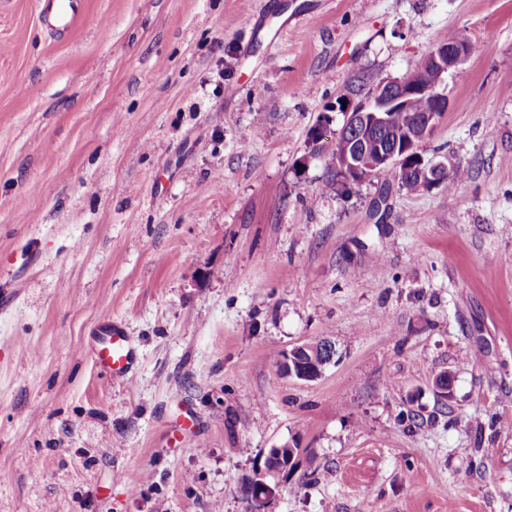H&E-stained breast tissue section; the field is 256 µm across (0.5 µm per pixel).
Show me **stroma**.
Segmentation results:
<instances>
[{"mask_svg": "<svg viewBox=\"0 0 512 512\" xmlns=\"http://www.w3.org/2000/svg\"><path fill=\"white\" fill-rule=\"evenodd\" d=\"M85 2L58 38L0 0V512H248L285 443L265 512H512V0ZM452 32L422 149L468 179L380 219L377 182L324 191L326 105ZM323 336L319 380L278 372ZM89 351L97 368L113 381L132 380L136 349L120 324L110 323L98 336H92ZM281 448H284V451H295L299 448H291L290 445L286 444L280 447V453L278 454V464L271 469L265 468L262 473L259 474V477L255 479V488L252 489L250 495L251 501V512H263L262 508L264 503L268 498H270L275 490L278 488V477L280 474L284 472H288V467H290L294 461V454L291 456L286 453L283 456V451Z\"/></svg>", "mask_w": 512, "mask_h": 512, "instance_id": "obj_1", "label": "stroma"}]
</instances>
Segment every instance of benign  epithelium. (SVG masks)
<instances>
[{"instance_id": "1", "label": "benign epithelium", "mask_w": 512, "mask_h": 512, "mask_svg": "<svg viewBox=\"0 0 512 512\" xmlns=\"http://www.w3.org/2000/svg\"><path fill=\"white\" fill-rule=\"evenodd\" d=\"M470 54V44L465 40L452 46H435L429 54L431 70L437 75L433 85L442 83L448 71L466 61ZM424 90L426 87L417 76L408 72L400 77L380 80L365 94L345 92L337 98L334 109L343 115L345 132L351 131L364 141L376 139L386 132L390 114L407 108L412 97ZM446 109V100L437 99L436 111L421 118L424 130L434 129ZM331 164L334 171L357 184L370 181L379 169H391L399 175L414 171L425 189L438 186L440 177L452 167V161L447 157L425 159L411 135L386 143L369 156L347 149L332 157ZM336 355V344L328 338L297 345L283 352L282 372L289 378L312 382L322 376L327 366L335 363ZM293 461L294 456L280 453L278 464L259 474L250 495L251 512H263L264 503L278 488L279 475L288 471Z\"/></svg>"}]
</instances>
